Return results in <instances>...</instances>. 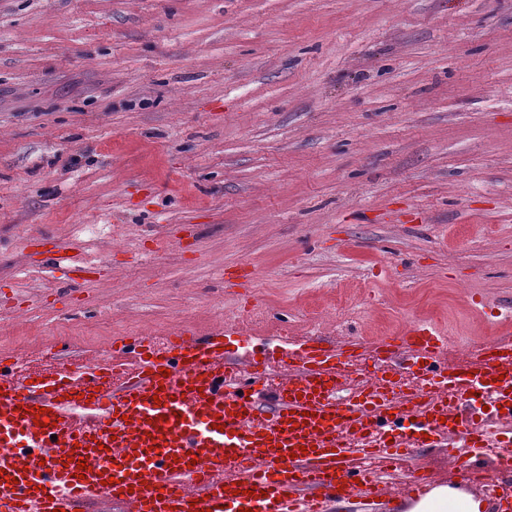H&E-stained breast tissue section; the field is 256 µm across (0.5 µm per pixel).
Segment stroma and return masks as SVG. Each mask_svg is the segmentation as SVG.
Wrapping results in <instances>:
<instances>
[{"label": "stroma", "mask_w": 512, "mask_h": 512, "mask_svg": "<svg viewBox=\"0 0 512 512\" xmlns=\"http://www.w3.org/2000/svg\"><path fill=\"white\" fill-rule=\"evenodd\" d=\"M0 293L25 360L430 318L468 364L472 295L512 305V0H0Z\"/></svg>", "instance_id": "35a3bbf8"}]
</instances>
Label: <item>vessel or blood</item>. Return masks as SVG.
Returning a JSON list of instances; mask_svg holds the SVG:
<instances>
[{
	"instance_id": "1",
	"label": "vessel or blood",
	"mask_w": 512,
	"mask_h": 512,
	"mask_svg": "<svg viewBox=\"0 0 512 512\" xmlns=\"http://www.w3.org/2000/svg\"><path fill=\"white\" fill-rule=\"evenodd\" d=\"M470 364L446 330L406 322L371 345L177 325L118 336L84 362L0 350V512H329L350 497L416 502V448L464 483L512 471V307ZM235 337L233 348L224 340ZM483 392L487 408L470 395ZM86 471H79V463Z\"/></svg>"
}]
</instances>
